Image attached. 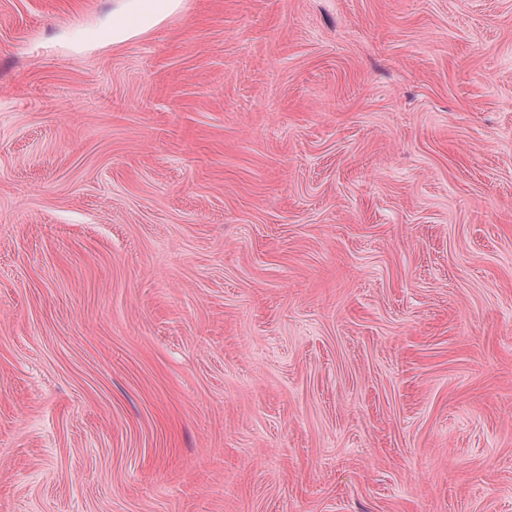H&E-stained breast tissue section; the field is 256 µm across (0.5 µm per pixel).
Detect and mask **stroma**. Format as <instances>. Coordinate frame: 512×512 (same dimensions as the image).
<instances>
[{
	"instance_id": "1",
	"label": "stroma",
	"mask_w": 512,
	"mask_h": 512,
	"mask_svg": "<svg viewBox=\"0 0 512 512\" xmlns=\"http://www.w3.org/2000/svg\"><path fill=\"white\" fill-rule=\"evenodd\" d=\"M0 0V512H512V0ZM130 2L131 9L119 14L112 23V40L121 41L131 32L144 29L157 23L182 3V0H125Z\"/></svg>"
}]
</instances>
